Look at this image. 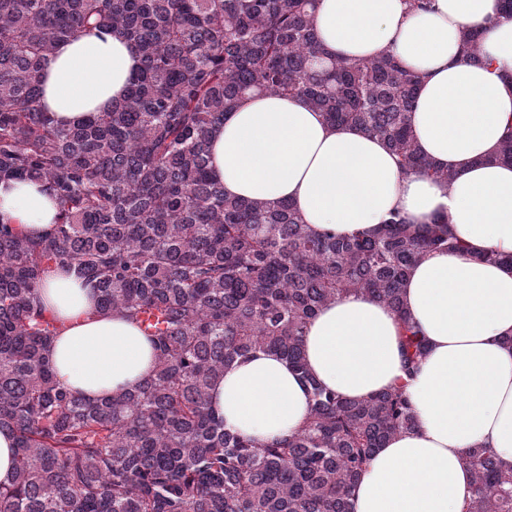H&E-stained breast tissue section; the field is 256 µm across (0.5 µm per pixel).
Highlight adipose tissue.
Here are the masks:
<instances>
[{
    "label": "adipose tissue",
    "instance_id": "ef3b65f1",
    "mask_svg": "<svg viewBox=\"0 0 512 512\" xmlns=\"http://www.w3.org/2000/svg\"><path fill=\"white\" fill-rule=\"evenodd\" d=\"M315 27L331 54L370 58L392 51L420 79L410 123L420 150L451 183L402 174L386 144L352 125L328 124L299 97L254 95L227 114L210 142L228 196L293 204L318 233H374L399 212L413 224L448 217L467 253H430L404 284L407 316L426 354L407 388L415 428L373 455L351 498L352 512H462L472 480L469 449L495 448L512 463V268L483 253H512V165L497 153L512 137V20L497 0H434L410 13L407 0H318ZM480 29V63L462 60L465 30ZM118 35L78 34L58 44L45 70L43 103L74 123L121 100L137 71ZM41 184L0 182V221L37 235L55 222ZM36 293L65 323L54 339L58 379L95 399L127 390L154 365L146 336L102 314L73 273L57 269ZM399 316L361 293L324 306L304 349L310 375L333 392L367 398L401 373ZM226 427L259 441L297 432L308 387L284 360L264 353L236 361L210 391Z\"/></svg>",
    "mask_w": 512,
    "mask_h": 512
}]
</instances>
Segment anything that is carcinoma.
<instances>
[{"mask_svg":"<svg viewBox=\"0 0 512 512\" xmlns=\"http://www.w3.org/2000/svg\"><path fill=\"white\" fill-rule=\"evenodd\" d=\"M316 0H0V181L32 180L59 203L54 227L23 236L0 222V431L15 440L0 512H350L372 455L417 425L406 386L425 347L404 313L409 270L464 251L448 217L397 212L374 235L311 231L286 201L224 195L209 144L252 93L300 96L336 125L381 139L403 174H451L418 149L409 118L419 77L393 54L353 61L318 43ZM82 30L117 33L139 58L108 112L59 126L44 70ZM74 269L97 308L147 336L152 374L86 399L51 362L64 330L34 291ZM364 293L401 317L404 377L366 399L307 372V325ZM257 352L310 386L305 424L259 443L224 427L210 389ZM462 512H512V464L473 448Z\"/></svg>","mask_w":512,"mask_h":512,"instance_id":"1","label":"carcinoma"}]
</instances>
